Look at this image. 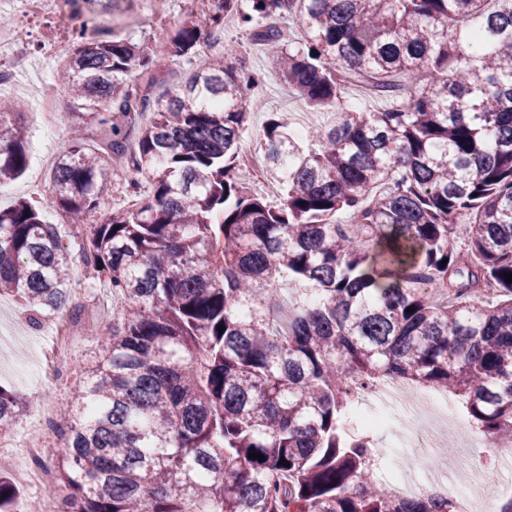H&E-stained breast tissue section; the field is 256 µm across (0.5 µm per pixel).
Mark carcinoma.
<instances>
[{"label": "carcinoma", "instance_id": "obj_1", "mask_svg": "<svg viewBox=\"0 0 512 512\" xmlns=\"http://www.w3.org/2000/svg\"><path fill=\"white\" fill-rule=\"evenodd\" d=\"M229 15L300 18V39L277 25L251 39L314 111L333 110L343 74L395 100L301 135L270 113L258 149L276 205L243 190L239 132L260 77L229 62L235 48L165 99L137 79L199 58ZM56 75L67 124L110 142L73 138L44 206L0 208V296L36 315L70 301L74 260L46 206L91 224L82 260L120 303L55 423L59 512H448L375 478L345 428L344 383L442 389L489 441L512 436V0H214L154 47L83 26ZM23 108L0 102V184L28 165ZM114 154L136 204L100 220ZM23 409L0 386V432ZM13 495L0 475V512Z\"/></svg>", "mask_w": 512, "mask_h": 512}]
</instances>
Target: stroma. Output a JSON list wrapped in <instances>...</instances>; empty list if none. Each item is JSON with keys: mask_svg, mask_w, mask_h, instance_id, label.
I'll return each mask as SVG.
<instances>
[{"mask_svg": "<svg viewBox=\"0 0 512 512\" xmlns=\"http://www.w3.org/2000/svg\"><path fill=\"white\" fill-rule=\"evenodd\" d=\"M76 17L69 27H62L55 17L45 16L27 19L16 13L10 5L0 6V12L10 15L14 25L24 27L27 33L24 45L27 63L22 71H15L12 60H0V73H9L8 81L0 84V97L16 99L26 103L27 108L20 117L27 130V153L29 165L18 180L0 186V205L7 207L15 201L25 199L31 202L44 201L50 194L51 168L45 160L48 155L63 154L70 144L66 124L48 128L44 116L35 114L42 82L54 81L55 68L59 57L49 49L50 43L71 42L72 34L81 24L96 20L111 28L115 33L130 36L134 40L153 46L167 36L174 34L185 17L179 6L166 11L154 10L151 0H78L74 7ZM224 40L235 45L239 58L246 66L266 77V82L257 91L260 107L252 112L241 133L242 148H256L258 132L270 112L284 113L291 125L312 127L331 122L327 112H315L289 93L280 83L272 69V62L260 46L251 42L248 34L241 29L236 18L224 20ZM82 280L75 284L71 301L59 318L67 327L73 328L74 337L67 345L62 375L52 384H44L40 369L26 376L16 370L15 355L0 359V386L35 403L40 394L49 392L58 402H65L72 386L85 376L91 362L98 353V343L89 332V325L102 310L101 291L103 286L95 277L92 268L81 267ZM50 315L33 316L32 312L11 296L0 297V328L19 335L30 336L35 330H46L50 326ZM473 464L479 465L486 476L484 493L496 501L512 498V458L497 460L486 450H478L472 457Z\"/></svg>", "mask_w": 512, "mask_h": 512, "instance_id": "stroma-1", "label": "stroma"}]
</instances>
